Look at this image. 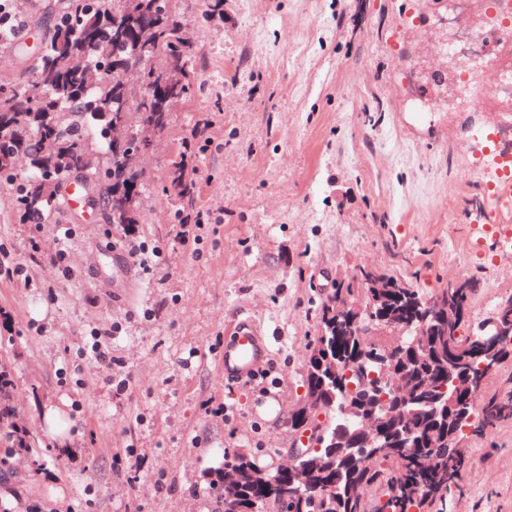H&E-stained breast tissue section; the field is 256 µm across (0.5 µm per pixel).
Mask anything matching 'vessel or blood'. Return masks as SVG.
<instances>
[{
	"label": "vessel or blood",
	"instance_id": "vessel-or-blood-1",
	"mask_svg": "<svg viewBox=\"0 0 512 512\" xmlns=\"http://www.w3.org/2000/svg\"><path fill=\"white\" fill-rule=\"evenodd\" d=\"M471 139L475 149L473 170L490 174L492 199L512 196V145L505 143L499 126L481 128ZM270 356V342L260 325L251 319H238L229 327L219 363L225 379L246 382Z\"/></svg>",
	"mask_w": 512,
	"mask_h": 512
}]
</instances>
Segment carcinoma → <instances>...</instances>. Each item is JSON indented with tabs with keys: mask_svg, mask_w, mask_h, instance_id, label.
Listing matches in <instances>:
<instances>
[{
	"mask_svg": "<svg viewBox=\"0 0 512 512\" xmlns=\"http://www.w3.org/2000/svg\"><path fill=\"white\" fill-rule=\"evenodd\" d=\"M127 0H67L64 10L55 15L50 28L45 57L33 61L22 74L11 80L16 95L32 97L30 111L17 112L7 117L20 132L17 140L0 141V183L12 187L16 196L17 215L25 224L46 223L62 207L48 201L46 191L61 181V176L75 168L85 166V156L98 163V155L109 156L107 167L98 178L102 195L110 199L114 187L121 182L128 194L138 197L142 188V174L131 166L126 152L112 149L111 127L100 118L101 106L112 100L120 87L115 69L127 57L125 46L112 40V32L130 28L135 21L125 16ZM181 22L173 14L154 36L152 48L144 50L149 58L161 54L175 60L186 61V46L180 31ZM91 52L99 61L102 77L94 85L82 88L71 80L68 67L76 64L78 56ZM59 112H68V126L56 131L42 120L45 107ZM135 123L147 119L161 128L169 125L171 113L157 112L151 100L142 101L136 111L130 113ZM24 158L28 172L17 176L16 163ZM170 187L183 197L193 194L194 184L189 178L185 161L174 164L169 173ZM107 222L130 236L142 223L139 204L129 211L111 209L106 214ZM375 274L372 269L360 268L344 284L332 289L331 297L321 302L318 308V335L315 336L311 352L317 354L308 360L306 374V397H313L329 407L328 434L338 431L354 432L358 428L353 411L373 412L384 420L385 430L398 435L403 430L398 422L400 406L394 394L384 402L379 396L361 390L354 399H349L340 390L332 370H341L347 363L360 362L365 370L364 378L380 371V364L369 360L372 352L379 354L392 350L386 366L408 374L409 380L419 391V396L405 406L413 415V434L407 448H395L384 456H372L359 441L354 448L342 454L334 448H322L307 455L300 464L308 485L292 484V476L276 471H265L251 457L234 455L225 459L224 466L238 474L236 486L225 485L224 471L211 473L210 485L219 502L228 496L236 499L238 512H307L306 501L301 495L311 490L326 496V512H366L362 501V490L367 486L376 488L383 498L382 510L388 512H429L435 503L447 506L448 480H458L462 466L461 449L448 446V436L455 432V404L463 401L475 411V398L462 386L455 385L448 376H458L462 370L479 372L481 351L470 347L461 350L459 356H448L449 344H463V340L452 336H440L427 328L425 350L418 351V358L411 357L414 333L402 336V347L394 348L379 337L365 341L362 329L370 326L371 318L383 315L394 321L407 320L414 316L410 298L413 289L394 288L389 291L388 303L373 307L362 316L359 325H353L336 316L329 315L330 305L354 301L368 307L371 305L368 279ZM471 288L463 282L457 288L442 293L443 305L466 309ZM13 384L6 366L0 363V425L11 428L0 445V472L13 468L16 460L25 458L30 469L40 466V458L34 448V436L30 430L17 422L16 413L10 405ZM509 407L493 401L482 407L476 416L473 431H481L489 417L500 415Z\"/></svg>",
	"mask_w": 512,
	"mask_h": 512,
	"instance_id": "carcinoma-1",
	"label": "carcinoma"
}]
</instances>
